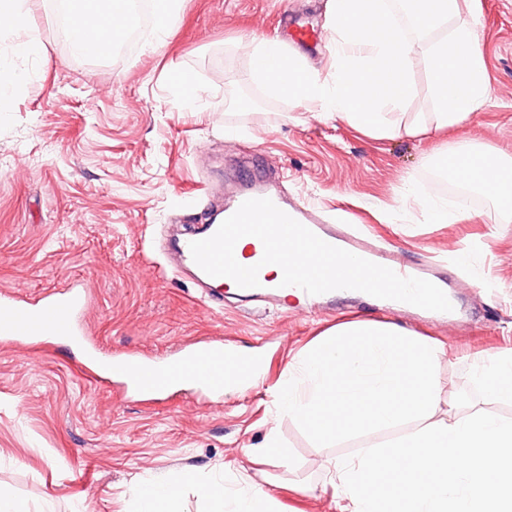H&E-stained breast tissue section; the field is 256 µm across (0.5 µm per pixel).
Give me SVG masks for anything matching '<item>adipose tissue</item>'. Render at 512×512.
Returning a JSON list of instances; mask_svg holds the SVG:
<instances>
[{"instance_id": "obj_1", "label": "adipose tissue", "mask_w": 512, "mask_h": 512, "mask_svg": "<svg viewBox=\"0 0 512 512\" xmlns=\"http://www.w3.org/2000/svg\"><path fill=\"white\" fill-rule=\"evenodd\" d=\"M33 0H0V41L18 40L37 53L39 32L28 24ZM127 0H63L66 36L79 56L113 44L112 31ZM407 16L424 39L421 59L399 23ZM326 23L335 50L320 71L284 48L279 37L257 39L251 71L255 81L293 106L325 120L348 124L374 139L408 138L432 144L433 157L457 166V177L498 202L503 223L512 222V157L490 149L448 144L450 130L463 127L489 99L487 64L478 49V0H327ZM423 63L436 110L407 115L414 95L412 75ZM185 478L134 484L138 512H177Z\"/></svg>"}]
</instances>
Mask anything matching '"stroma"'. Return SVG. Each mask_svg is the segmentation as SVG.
<instances>
[{
    "label": "stroma",
    "instance_id": "obj_1",
    "mask_svg": "<svg viewBox=\"0 0 512 512\" xmlns=\"http://www.w3.org/2000/svg\"><path fill=\"white\" fill-rule=\"evenodd\" d=\"M480 2L491 96L448 140L512 156V0ZM324 11L325 0H181L174 34L159 49H148V29L135 43L76 58L57 12L45 0L32 10L42 47L16 58L27 78L0 117V293L35 299L78 283L89 293L83 323L104 353L160 356L221 336L258 358L261 371L219 396L185 385L152 398L97 377L67 343L0 342V493L30 512H134L132 482L185 474L197 482L180 512H205L198 486L208 481L238 495L269 487L273 512H337L323 462L413 424L321 447L278 413L274 391L327 331L370 318L444 344L442 411L512 419V398H491L472 369L512 347V223H501L496 200L474 188L466 219L428 222L417 202L395 201L408 182L423 196L453 199L434 179L428 145L369 138L250 78L254 39L284 34V13L316 34L289 51L327 69L334 42ZM183 70L195 72L201 94L190 109L173 87ZM202 180L226 191L277 182L415 262L469 248V286L450 299L458 330L347 293L295 308L229 291L205 300L170 270L162 242L167 225L191 233L203 223ZM271 439L277 452L265 448Z\"/></svg>",
    "mask_w": 512,
    "mask_h": 512
}]
</instances>
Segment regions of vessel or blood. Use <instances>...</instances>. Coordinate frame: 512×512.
Wrapping results in <instances>:
<instances>
[{
  "label": "vessel or blood",
  "mask_w": 512,
  "mask_h": 512,
  "mask_svg": "<svg viewBox=\"0 0 512 512\" xmlns=\"http://www.w3.org/2000/svg\"><path fill=\"white\" fill-rule=\"evenodd\" d=\"M270 199L279 209L309 228L331 245L349 251L376 264L388 267L402 277H418L436 284L444 293L456 287L455 278L443 262L430 260L411 264L372 245L361 234L336 227L331 219L315 214L300 201H291L272 187L245 186L233 191L220 208L222 217H230L249 199ZM218 229L209 224L194 237L183 238L178 246L175 269L195 268L190 250L195 240L211 237ZM87 305L85 288L68 287L49 294L35 304L17 303L15 296L0 295V339L49 336L79 347L86 360L109 378H117L138 394L162 395L172 387L188 382L205 394L223 393L227 383L247 380L255 371L254 363L228 350L223 339H198L182 346L175 355L144 357L138 354L103 355L100 347L86 335L81 323Z\"/></svg>",
  "instance_id": "b4317fda"
}]
</instances>
